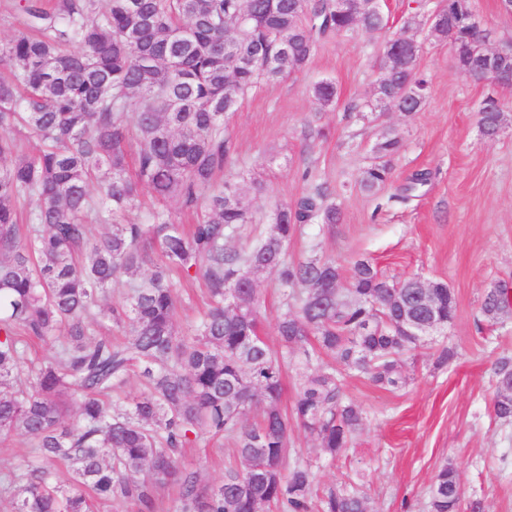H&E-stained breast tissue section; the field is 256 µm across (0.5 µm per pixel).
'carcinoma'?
<instances>
[{"label":"carcinoma","mask_w":512,"mask_h":512,"mask_svg":"<svg viewBox=\"0 0 512 512\" xmlns=\"http://www.w3.org/2000/svg\"><path fill=\"white\" fill-rule=\"evenodd\" d=\"M437 9L447 22L431 38L466 71L482 51L469 0H415L399 34ZM18 10L21 27L0 42V442L24 435L34 454L0 475L10 512H95L98 503L163 512L169 486L180 512H368L350 483L313 502L316 472L298 457L287 462L289 441L297 427L334 457L362 424L344 379L389 391L406 384L403 356L419 343L396 324L424 315L418 280H389L367 259L347 276L330 259L288 262V241L305 224L339 220L322 184L277 209L251 249L227 247L253 214L217 176L231 159L224 115L250 90L302 69L335 33L388 31V16L375 0L342 9L336 0H19ZM428 88L414 62L387 69L374 96L412 113ZM312 95L334 105L336 84L322 80ZM506 111L496 99L479 108L486 136ZM24 138L38 142L34 153L21 150ZM398 144L389 134L376 144L364 190L389 179ZM146 193L157 207L133 223ZM173 199L197 223L175 222ZM22 201L34 204L24 225ZM95 224L106 232L94 236ZM253 266L255 277L240 281ZM272 272L287 289L276 350L261 333L257 289ZM174 273L209 295L188 334L177 326ZM121 281L122 302H104ZM481 311L490 321L511 316L508 289L487 290ZM107 321L124 340L94 333ZM33 340L49 348L36 363L27 358ZM298 353L305 366L325 355L336 367L304 378L288 413L284 376ZM132 375L138 393L114 399ZM494 380V418L512 423V357L497 361ZM214 437L232 442L235 463L208 485L181 457ZM461 498L455 466H442L429 512H459Z\"/></svg>","instance_id":"1"}]
</instances>
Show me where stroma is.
I'll list each match as a JSON object with an SVG mask.
<instances>
[{"label":"stroma","mask_w":512,"mask_h":512,"mask_svg":"<svg viewBox=\"0 0 512 512\" xmlns=\"http://www.w3.org/2000/svg\"><path fill=\"white\" fill-rule=\"evenodd\" d=\"M383 44L380 35L331 37L303 69L253 89L226 114L233 155L224 179L254 216L229 244L252 246L277 207L296 206L322 183L340 220L307 224L289 243L288 261L316 254L347 268L363 257L394 280L444 281L456 299L442 337L451 363L436 367L434 348H418L397 392L346 378L344 391L363 412L352 446L332 458L300 429L290 445L313 463L317 490L354 480L367 492L370 512H428L430 484L448 462L457 468L463 504L478 500L483 512H512V424L492 414L493 369L498 358L512 357V317L489 322L480 313L488 288L512 289V86L472 80L447 44L429 42L418 62L429 81L425 105L411 114L380 111L373 87ZM325 79L335 82L338 102L323 110L311 89ZM489 96L509 108L492 139L476 116ZM388 130L399 140L392 176L365 192L362 171ZM419 173L425 184L403 200ZM231 458L230 444L218 440L188 450L184 463L212 484Z\"/></svg>","instance_id":"1"}]
</instances>
